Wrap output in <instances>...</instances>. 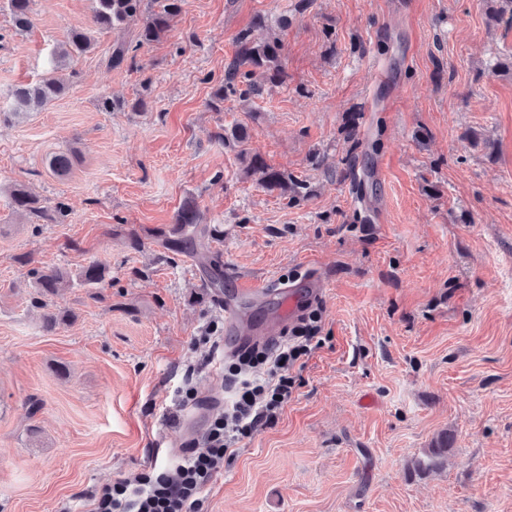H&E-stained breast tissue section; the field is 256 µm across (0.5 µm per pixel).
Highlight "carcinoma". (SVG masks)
Returning <instances> with one entry per match:
<instances>
[{
    "label": "carcinoma",
    "mask_w": 512,
    "mask_h": 512,
    "mask_svg": "<svg viewBox=\"0 0 512 512\" xmlns=\"http://www.w3.org/2000/svg\"><path fill=\"white\" fill-rule=\"evenodd\" d=\"M144 0H92L93 23L100 29L110 30L125 22L137 18L142 12ZM158 9L147 10V15L138 33L136 47L150 44L167 32L170 18L179 13L184 0H152ZM7 6L13 20L14 28L24 32L32 25V0H7ZM238 50L230 63L224 83L212 92L209 105L212 109L220 110L227 92L236 91L237 83H242L244 89L240 96L247 98L260 91V87L252 82L255 70H261L266 80L272 84H282L287 79L281 56L283 43L277 36L256 41L251 34L242 32L237 38ZM93 48L91 36L79 30H73L67 36L56 53L55 69H61L75 59L89 53ZM67 82L54 73L41 78L39 81L20 86L13 91L14 108L10 115L24 116L31 110H39L48 106L52 101L65 94ZM75 155L57 154L50 158L49 167L56 173H66L71 168ZM249 169L261 173V182L269 189L288 191V185L293 183L292 176L278 171L265 163L259 157L251 160ZM15 209L29 217L46 224H61L69 215L67 203L57 201L52 206H45L42 200L28 192L21 184L11 190ZM219 230L200 222V209L195 200L184 202L176 217V228L169 236L177 237V242L183 246L197 245V241L208 237L214 238ZM38 293L42 296H54L66 288L76 285L97 288L105 283L106 267L92 261L75 274L68 275L59 271H33Z\"/></svg>",
    "instance_id": "1"
}]
</instances>
